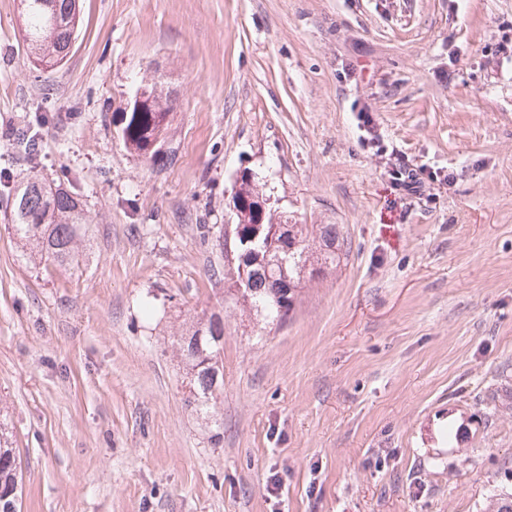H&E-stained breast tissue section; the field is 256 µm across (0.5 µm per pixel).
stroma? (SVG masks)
<instances>
[{
	"instance_id": "35a3bbf8",
	"label": "stroma",
	"mask_w": 512,
	"mask_h": 512,
	"mask_svg": "<svg viewBox=\"0 0 512 512\" xmlns=\"http://www.w3.org/2000/svg\"><path fill=\"white\" fill-rule=\"evenodd\" d=\"M67 60L25 53L0 0V421L21 512H496L512 496V0H82ZM173 102L162 166L121 137L136 88ZM394 155L364 146L359 111ZM441 175L404 198L394 157ZM251 171L347 259L286 326L224 299ZM91 218L77 267L29 262L7 196L30 173ZM451 183H443V176ZM224 317V389L187 410L171 346Z\"/></svg>"
}]
</instances>
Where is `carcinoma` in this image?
I'll use <instances>...</instances> for the list:
<instances>
[{
	"label": "carcinoma",
	"mask_w": 512,
	"mask_h": 512,
	"mask_svg": "<svg viewBox=\"0 0 512 512\" xmlns=\"http://www.w3.org/2000/svg\"><path fill=\"white\" fill-rule=\"evenodd\" d=\"M26 51L35 62L47 67L60 65L69 55L80 26L78 0H21ZM151 111L137 118L128 113L124 128L127 148L140 153L143 123L169 125L172 101L149 88ZM19 152L33 160L39 144L20 131L16 136ZM262 195L256 181L242 175L235 192L248 209L243 220L249 223L259 215L256 207ZM12 227L31 252L59 266L78 264L79 245L89 224L87 209L80 195L54 187L34 174L14 193L10 202ZM266 238L254 253L245 247L232 248L233 257H224V278L231 281V296L249 310L283 325L293 310L300 285L340 264L347 252V237L338 224H290L264 208ZM190 376V395L185 406L196 413H207L215 405L224 385V319L213 313L199 318L175 341ZM19 480L15 449L7 432L0 430V512H18Z\"/></svg>",
	"instance_id": "cac0c4a2"
}]
</instances>
